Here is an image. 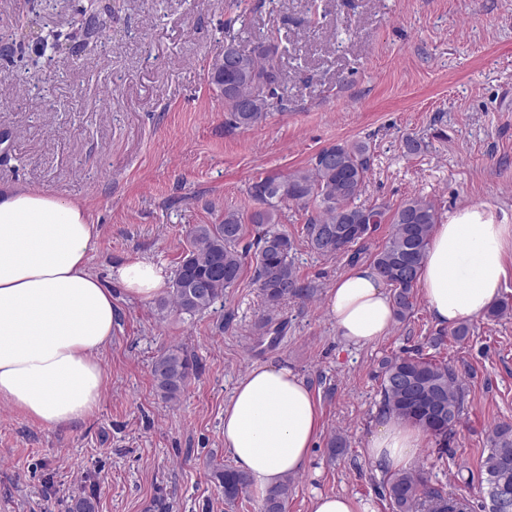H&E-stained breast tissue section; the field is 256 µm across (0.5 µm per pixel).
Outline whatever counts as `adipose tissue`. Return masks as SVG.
Masks as SVG:
<instances>
[{"label": "adipose tissue", "instance_id": "ef3b65f1", "mask_svg": "<svg viewBox=\"0 0 512 512\" xmlns=\"http://www.w3.org/2000/svg\"><path fill=\"white\" fill-rule=\"evenodd\" d=\"M96 238L86 208L56 194L0 189V404L48 427L84 422L105 375L98 357L112 342V291L88 269ZM512 220L484 204L434 225L417 286L433 320L454 327L488 311L512 278ZM126 294L152 299L169 275L148 260L113 269ZM336 332L353 346L388 334L391 298L373 265L350 268L328 292ZM321 431L319 403L288 366L258 365L224 407V446L239 471L265 490L303 468ZM429 433L381 417L364 456L392 471L412 467Z\"/></svg>", "mask_w": 512, "mask_h": 512}]
</instances>
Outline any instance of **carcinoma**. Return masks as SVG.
I'll return each mask as SVG.
<instances>
[{"label":"carcinoma","mask_w":512,"mask_h":512,"mask_svg":"<svg viewBox=\"0 0 512 512\" xmlns=\"http://www.w3.org/2000/svg\"><path fill=\"white\" fill-rule=\"evenodd\" d=\"M238 59L232 69L212 63L211 81L229 86L224 96L226 123L249 128L263 123L274 109H288L280 92L278 47L260 42L236 43ZM370 174V146L364 141L322 148L309 164L286 176L268 175L249 187L260 205L251 213L256 225L258 251L253 280L265 307L274 311L292 298L304 296L295 264L294 241L274 229L283 206L295 202L313 205L304 225L308 248L322 256L347 258L353 265L363 258L377 226L391 230L373 255L371 264L391 287L394 317L404 321L414 309V289L434 224L435 206L423 198H409L392 209L385 204L357 203ZM242 216L224 212L221 224H197L191 230L190 249L180 261L168 295L157 301L159 315L171 310L195 316L224 301L226 289L241 278L248 248ZM192 358L181 348L159 354L152 365L156 392L167 403L179 400L193 370ZM381 408L424 427L439 443H448L463 411L465 392L455 368L433 356L404 355L381 361ZM487 487L512 484V424L495 427L487 454L481 457ZM214 477L224 487V498L236 501L247 492L248 477L230 467L218 468ZM293 479L287 476L263 493V512H285ZM386 496L392 512H465L466 504L448 499L443 490L419 472L399 471L386 478Z\"/></svg>","instance_id":"obj_1"}]
</instances>
